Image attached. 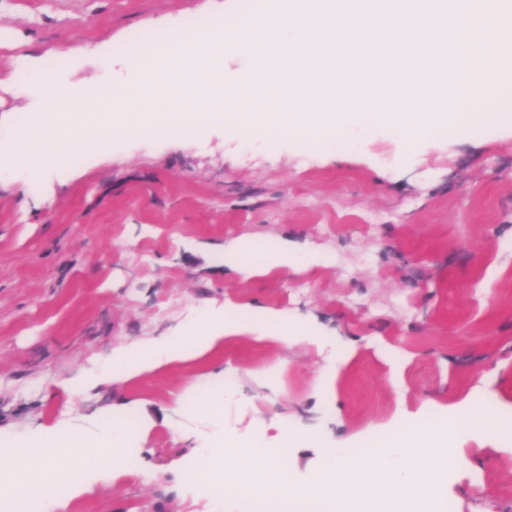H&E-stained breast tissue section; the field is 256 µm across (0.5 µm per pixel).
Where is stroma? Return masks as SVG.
<instances>
[{
  "mask_svg": "<svg viewBox=\"0 0 512 512\" xmlns=\"http://www.w3.org/2000/svg\"><path fill=\"white\" fill-rule=\"evenodd\" d=\"M244 0H0V140L39 112L34 74L120 83L137 36ZM338 157L293 140L251 145L223 127L87 139L78 163L0 185V439L27 448L134 421L133 466L82 472L55 512H212L197 447L233 434L286 451L308 482L326 449L362 448L425 412L479 397L512 415V128L486 120L415 147L353 126ZM324 261L242 275L241 242ZM286 312L298 341L247 334L190 361L74 390L112 355L194 323L208 307ZM233 396L210 407L209 390ZM324 447L285 441L280 422ZM439 512H512V447L462 445Z\"/></svg>",
  "mask_w": 512,
  "mask_h": 512,
  "instance_id": "obj_1",
  "label": "stroma"
}]
</instances>
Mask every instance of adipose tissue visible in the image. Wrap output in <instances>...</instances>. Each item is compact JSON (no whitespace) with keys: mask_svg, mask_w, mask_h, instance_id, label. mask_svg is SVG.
I'll return each instance as SVG.
<instances>
[{"mask_svg":"<svg viewBox=\"0 0 512 512\" xmlns=\"http://www.w3.org/2000/svg\"><path fill=\"white\" fill-rule=\"evenodd\" d=\"M228 259L231 266L251 274L258 271L288 267L297 263L299 254L289 247L269 249L259 244L248 248L236 247L230 250ZM296 328L287 317L273 312L263 313L260 321L247 324L229 311L210 316L199 334L186 333L171 336L133 350L117 353L114 364L105 365L98 375L99 380L108 381L113 371H121L128 378L176 361L189 360L203 354L224 337L250 334L258 337L272 336L281 342L294 341ZM66 445L47 443L45 448L32 453L14 444H0V496L22 493L31 488L47 487L57 483L67 471V464L80 460L81 464L92 467L106 465L123 469V456L103 447L89 448L84 444L82 433L72 432L66 436Z\"/></svg>","mask_w":512,"mask_h":512,"instance_id":"1","label":"adipose tissue"}]
</instances>
